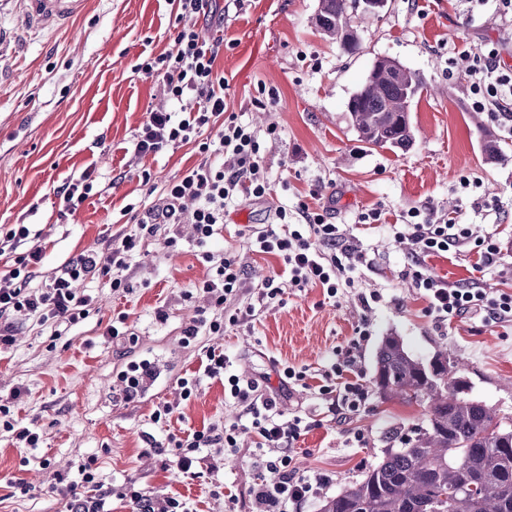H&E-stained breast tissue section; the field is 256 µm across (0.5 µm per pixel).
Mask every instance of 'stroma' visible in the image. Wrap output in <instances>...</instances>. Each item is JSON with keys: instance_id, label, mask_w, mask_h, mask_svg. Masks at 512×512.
Returning a JSON list of instances; mask_svg holds the SVG:
<instances>
[{"instance_id": "obj_1", "label": "stroma", "mask_w": 512, "mask_h": 512, "mask_svg": "<svg viewBox=\"0 0 512 512\" xmlns=\"http://www.w3.org/2000/svg\"><path fill=\"white\" fill-rule=\"evenodd\" d=\"M218 4L224 48L216 69L224 78L226 109L239 122L261 131L273 125L278 132L262 143L269 195L229 208L221 236L210 245L238 255L246 288L236 304L253 306L254 313L223 334L184 344V329L207 304L203 294L189 299L185 293L206 279L210 265L191 225L178 226V244L170 247V230L162 224L128 270L127 290L112 291L105 278L78 283L77 294L91 299L89 314L57 336L32 319L16 324L12 345L0 350V398L19 392L13 410L40 441L22 448L0 430V512H66L64 491L91 458L112 489L107 512H131L122 495L130 483L155 499L185 501L192 512H225L230 505L257 512L254 448L235 455L205 450L191 475L145 453L150 439L183 438L235 418L221 380L202 377L196 395H180L179 379L199 374L212 350L229 356L244 376L269 377L284 412L315 411L319 424L296 442V465L304 474H329L328 492L336 494L379 462L392 426L424 420L421 406L374 392L349 419L314 406L325 367L364 322L370 336L357 355L364 384L372 382L382 337L394 334L422 361L440 351L461 359L469 398L512 419V322L467 315L435 323L412 286L407 246L390 230L415 210L463 216L474 235L491 232L504 245L501 264L485 267L469 243L428 257L425 268L451 285L470 281L512 293V135L485 113L506 146L501 159L488 160L471 121L467 78L448 71L449 58L466 46L498 45L512 66V22L491 12L469 18L460 0H388L362 23L360 48L348 55L316 29L319 0ZM22 9V0H0V26L17 34L16 44L0 48V227L33 225L43 251L35 277L41 284L69 260L104 251L112 237L136 230L138 211L159 202L149 186H163L200 156L190 144L144 159L134 153V135L150 109L180 112L193 105L170 100L162 84L139 69L146 57L173 49L175 0H88L70 27L42 31L20 27ZM380 57L399 61L421 85L412 103L414 140L405 149L366 147L347 110ZM87 170L95 177L89 198L59 219L58 187ZM145 170L151 173L147 185ZM466 179L471 188H462ZM302 203L347 225L351 245L366 261L353 287L336 297L314 287L289 291L280 305L262 303L258 292L280 261L252 252L239 231L270 224L279 207L296 213ZM129 204L134 212H126ZM493 206L499 218L491 225L484 212ZM370 212L379 213L378 222H358L359 214ZM370 292L380 300L367 310L360 297ZM120 317L124 335H107ZM144 358L160 374L147 390L127 397L122 373ZM278 365L305 370L304 386L282 387ZM163 405L172 414L154 420ZM353 432L364 435L363 444L350 442ZM20 478L32 486L31 495L16 492ZM52 483L57 492H48Z\"/></svg>"}]
</instances>
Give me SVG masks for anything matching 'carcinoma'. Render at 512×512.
I'll return each mask as SVG.
<instances>
[{
    "label": "carcinoma",
    "mask_w": 512,
    "mask_h": 512,
    "mask_svg": "<svg viewBox=\"0 0 512 512\" xmlns=\"http://www.w3.org/2000/svg\"><path fill=\"white\" fill-rule=\"evenodd\" d=\"M350 0H320L316 26L344 53L360 47ZM420 83L406 67L377 59L351 96L348 112L361 141L406 148L413 141L411 99ZM488 157L502 146L479 117ZM374 385L384 400L425 405L426 423L391 431L382 459L361 478L327 498L321 512H512V424L466 397L459 362L444 352L425 363L400 337L388 335L376 355Z\"/></svg>",
    "instance_id": "obj_1"
}]
</instances>
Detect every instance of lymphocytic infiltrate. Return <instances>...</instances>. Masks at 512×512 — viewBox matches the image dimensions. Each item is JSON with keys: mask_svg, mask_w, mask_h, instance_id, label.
<instances>
[{"mask_svg": "<svg viewBox=\"0 0 512 512\" xmlns=\"http://www.w3.org/2000/svg\"><path fill=\"white\" fill-rule=\"evenodd\" d=\"M175 22L179 27L175 49L140 65L148 75L161 77L171 99L191 97L197 106L183 115L166 108L152 109L138 130L135 152L139 157L157 156L168 148L195 144L200 161L179 177L164 184L159 205L149 208L138 221L133 234L113 237L105 251L81 255L70 260L39 288L32 287L34 269L42 261L40 246L33 244L29 225L16 224L0 235V255L13 254L14 264L0 277V345L10 344L15 320L31 317L55 324H71L84 315L88 297L77 296L73 284L95 276L110 279L112 290L126 287L123 276L142 250V241L153 234L158 224H189L194 229L202 257L211 265L210 275L201 291L209 301L199 309L192 326L184 332L185 341H194L200 333L220 334L225 324H237L251 316L252 307L228 309L244 288V271L231 252L214 254L209 243L224 229V212L241 197L255 199L268 195L270 187L260 177L261 137H275L276 127L258 131L242 125L236 115L224 112V80L215 70L223 37L200 35L194 17L216 16L213 0H176ZM496 47L464 49L450 61L462 67L468 77L473 108L493 112L512 132V69L504 68ZM231 155L236 165L227 170L217 165L218 155ZM193 201V211H185L184 201ZM298 221L288 219L287 210L276 212L275 225L249 227L246 239L254 252L273 254L282 261L281 269L265 282L261 299L272 301L290 288L320 287L328 296L352 286L353 274L365 261L364 254L348 245L347 227L328 223L324 214L299 205ZM395 239L410 240L414 264L426 257L475 243L488 267L500 264L503 248L491 234L476 239L468 225L456 220L443 221L433 214L411 212L404 224L392 225ZM414 287L426 299V314L444 323L465 315L495 322H512V294L499 293L475 284L451 285L430 272H416ZM366 328H358L357 337L346 352L338 353L322 377L317 397L327 402L329 411L345 417L358 415L369 397L362 380H344L355 371V353L366 338ZM205 377L224 382V398L239 409L238 419L223 427L211 426L187 434L185 438L167 436L152 440L150 453L161 455L173 450L171 460L181 472H190L206 448H221L237 453L243 435H250L264 453L257 465L263 478L254 491L260 512H301L303 505L320 499L329 484L323 473L304 475L295 465L293 444L316 421L306 414L287 415L277 406L274 394L267 392L261 380L234 372L233 363L222 353L208 352L203 369ZM203 376V377H204Z\"/></svg>", "mask_w": 512, "mask_h": 512, "instance_id": "obj_1", "label": "lymphocytic infiltrate"}]
</instances>
